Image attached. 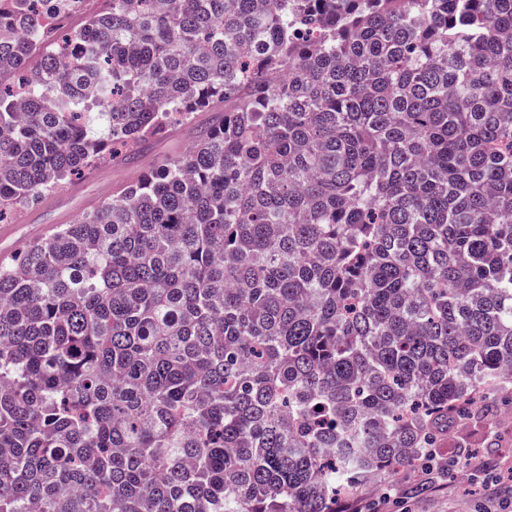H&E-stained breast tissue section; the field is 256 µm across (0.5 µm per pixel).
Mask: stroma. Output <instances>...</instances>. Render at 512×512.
Listing matches in <instances>:
<instances>
[{"label": "stroma", "instance_id": "obj_1", "mask_svg": "<svg viewBox=\"0 0 512 512\" xmlns=\"http://www.w3.org/2000/svg\"><path fill=\"white\" fill-rule=\"evenodd\" d=\"M192 132L183 129L152 143L132 166L102 164L80 179H71L53 192L41 195L21 209L13 235L0 241V257L12 256L29 244L42 240V231L75 219L111 200L118 185L137 179L158 158L184 151ZM474 416L449 425L443 454L463 460L464 466L441 476L438 490L425 489L422 473L414 468L396 477L366 484L359 492L374 512H482L485 482L482 473L466 467V460L499 462L512 449V391L503 389L476 402Z\"/></svg>", "mask_w": 512, "mask_h": 512}]
</instances>
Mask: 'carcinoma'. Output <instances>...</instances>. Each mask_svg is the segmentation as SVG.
<instances>
[{"mask_svg": "<svg viewBox=\"0 0 512 512\" xmlns=\"http://www.w3.org/2000/svg\"><path fill=\"white\" fill-rule=\"evenodd\" d=\"M85 2L0 0V220L193 137L0 261V512H336L512 385V0H98L26 69Z\"/></svg>", "mask_w": 512, "mask_h": 512, "instance_id": "1", "label": "carcinoma"}]
</instances>
